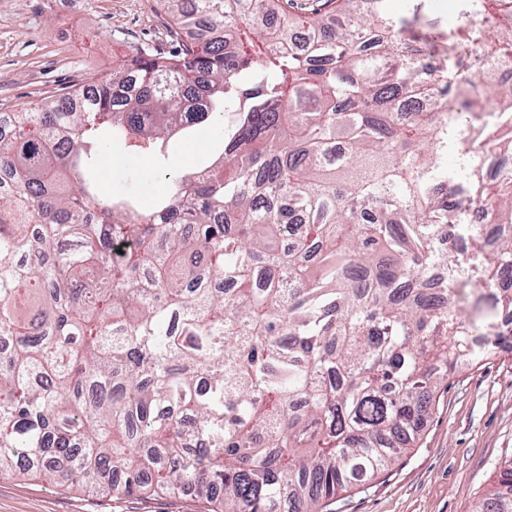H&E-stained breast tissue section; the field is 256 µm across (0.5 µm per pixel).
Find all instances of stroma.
<instances>
[{"label":"stroma","mask_w":512,"mask_h":512,"mask_svg":"<svg viewBox=\"0 0 512 512\" xmlns=\"http://www.w3.org/2000/svg\"><path fill=\"white\" fill-rule=\"evenodd\" d=\"M173 23L160 0H0V112L110 79L130 46L165 52ZM225 122L174 136L147 158L133 142L102 150L100 194L149 210L168 172L191 173L224 150ZM512 462V348L459 366L434 391L412 447L330 512H473ZM194 493L110 498L41 480L0 478V512H204Z\"/></svg>","instance_id":"obj_1"}]
</instances>
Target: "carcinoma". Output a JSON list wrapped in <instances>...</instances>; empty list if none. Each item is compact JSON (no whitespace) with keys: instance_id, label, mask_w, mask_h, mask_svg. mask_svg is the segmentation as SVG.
<instances>
[{"instance_id":"carcinoma-1","label":"carcinoma","mask_w":512,"mask_h":512,"mask_svg":"<svg viewBox=\"0 0 512 512\" xmlns=\"http://www.w3.org/2000/svg\"><path fill=\"white\" fill-rule=\"evenodd\" d=\"M161 2L171 50L0 113V477L320 512L498 345L451 311L455 284L497 286L512 323V0H462L478 21L450 30L311 0L302 46L293 0ZM471 43L480 77L457 61ZM225 112L222 157L152 210L97 198L99 140L152 155ZM464 201L491 223H451ZM444 233L464 247L439 252ZM475 512H512V467Z\"/></svg>"}]
</instances>
